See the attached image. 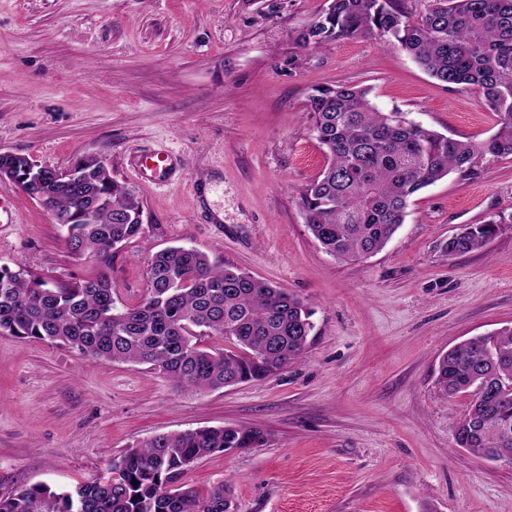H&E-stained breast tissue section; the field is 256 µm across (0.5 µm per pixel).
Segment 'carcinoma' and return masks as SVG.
<instances>
[{"label": "carcinoma", "instance_id": "cac0c4a2", "mask_svg": "<svg viewBox=\"0 0 512 512\" xmlns=\"http://www.w3.org/2000/svg\"><path fill=\"white\" fill-rule=\"evenodd\" d=\"M358 35L406 52L445 86L477 91L498 130L481 143L456 140L404 112L378 109L367 88L313 89L306 112L327 164L303 191L301 208L313 237L344 262L384 248L422 189L450 173L471 176L486 158L512 156V0H431L417 21L400 0H327L296 43L320 46ZM73 165L80 177L62 181L50 168L17 160L22 192L45 199L60 219L64 244L92 272L58 281L0 266V334L50 341L94 363L145 365L180 392L261 381L303 360L313 310L193 247L151 254L144 297L117 305L112 267L128 244L145 238L141 204L99 158L79 156ZM501 230L495 220L470 224L446 250H479ZM204 336L224 338V349L204 347ZM435 382L449 397L473 394L454 426L456 445L512 464V328L449 349ZM265 443L262 431L233 425L158 434L114 457L90 483L0 493V512H236L230 486L202 494L182 477L203 457Z\"/></svg>", "mask_w": 512, "mask_h": 512}]
</instances>
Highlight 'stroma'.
I'll return each instance as SVG.
<instances>
[{"label":"stroma","instance_id":"stroma-1","mask_svg":"<svg viewBox=\"0 0 512 512\" xmlns=\"http://www.w3.org/2000/svg\"><path fill=\"white\" fill-rule=\"evenodd\" d=\"M326 0H0V152L68 168L101 157L141 201L145 239L112 286L135 304L151 253L186 245L303 300L304 359L262 381L178 392L146 367L93 364L0 334V492L71 488L155 435L261 430L259 448L218 452L185 476L229 484L237 512H512V466L459 450L471 398L435 384L458 342L512 326V157L484 160L418 194L379 252L341 262L310 233L300 194L326 156L306 118L312 87L370 88L448 137L482 142L497 118L376 37L303 48ZM168 151L163 185L138 159ZM18 221L0 224V265L57 280L89 269L51 214L0 179ZM505 223L485 249L451 256L470 224Z\"/></svg>","mask_w":512,"mask_h":512}]
</instances>
